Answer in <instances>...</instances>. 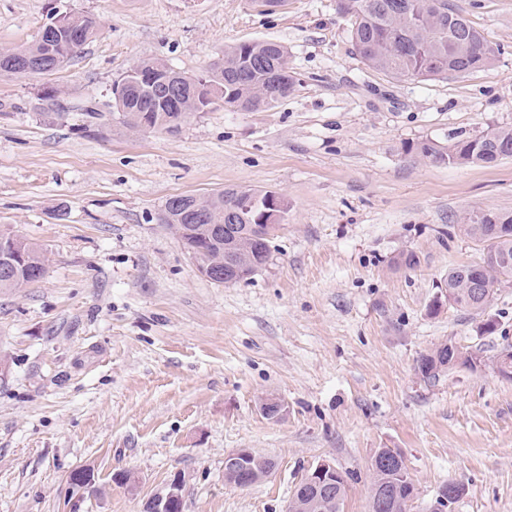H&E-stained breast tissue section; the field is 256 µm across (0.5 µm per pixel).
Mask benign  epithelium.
Here are the masks:
<instances>
[{
	"instance_id": "1",
	"label": "benign epithelium",
	"mask_w": 512,
	"mask_h": 512,
	"mask_svg": "<svg viewBox=\"0 0 512 512\" xmlns=\"http://www.w3.org/2000/svg\"><path fill=\"white\" fill-rule=\"evenodd\" d=\"M285 204L278 195L267 199L265 210L262 211L261 223L251 224L248 231H238L239 225L226 224L224 231L233 235V239L226 244L224 250V269L212 273L210 281L218 286L235 284L244 278H250L261 269L267 262L265 254L258 251L245 256L242 253L241 241L249 237L261 244H268L283 223ZM495 372L504 378H512V351L501 352L494 363ZM254 453L241 448L224 457V473L233 474L242 483V487H251L264 479V474L255 470L253 465ZM338 472L336 467L327 462L321 461L298 483L285 512H309L313 502L305 503L307 492L315 493L336 484ZM184 479L177 475L171 479L166 486L158 493L150 497L144 505V512H175L177 503L183 500ZM391 508V492L388 488L381 486L374 489L371 498V509L376 512L378 509Z\"/></svg>"
}]
</instances>
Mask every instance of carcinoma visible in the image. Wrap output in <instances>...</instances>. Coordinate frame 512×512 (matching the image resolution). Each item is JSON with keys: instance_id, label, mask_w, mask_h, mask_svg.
Segmentation results:
<instances>
[{"instance_id": "carcinoma-1", "label": "carcinoma", "mask_w": 512, "mask_h": 512, "mask_svg": "<svg viewBox=\"0 0 512 512\" xmlns=\"http://www.w3.org/2000/svg\"><path fill=\"white\" fill-rule=\"evenodd\" d=\"M441 12L425 8V0H337L338 13L351 22V39L356 52L370 68L393 79L430 78L446 74L464 75L480 71L494 62V50L480 32L458 10L439 0ZM75 47L64 38L54 48L40 40L26 46L0 51V74L30 76L52 71L76 56ZM173 68L164 60L138 61L112 85L114 112H97V102L79 103L59 100L51 89L38 95L39 120L51 124L62 121L73 111L81 116L79 129L87 135H99L116 122L129 132L149 129L176 134L182 125L201 112L222 102L238 111L269 108L292 94L296 79L288 68V50L273 41H249L224 49V57L200 74L175 72L170 90L151 84ZM418 155L437 163L493 166L512 157V126L498 127L486 134L458 137L443 146L426 140L412 146ZM255 191L227 188L208 196H183L177 206L161 211L158 221L172 233L181 228L188 233L179 237L183 248L201 255L202 261L219 262L224 255V212L238 213V223L256 224L264 204L249 206ZM203 215L197 221L191 215ZM460 231L486 244L489 281L496 286L512 280V211H484L467 219ZM0 253L8 254L15 274L0 275V291L14 292L44 277L47 258L36 244L10 232L0 231ZM470 266L460 265L448 271L444 288L453 306L466 312H481L490 302L473 294ZM478 356L465 350L458 354L436 346L420 356L417 372L427 382L457 366L473 368ZM71 485L99 492L94 473L81 469L70 474ZM385 483L406 499L408 486L398 467L371 471V485ZM346 480L342 479L324 495L334 502L328 512H342Z\"/></svg>"}]
</instances>
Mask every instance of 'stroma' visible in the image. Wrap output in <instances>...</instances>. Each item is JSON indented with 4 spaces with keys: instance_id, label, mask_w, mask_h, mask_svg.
Listing matches in <instances>:
<instances>
[{
    "instance_id": "stroma-1",
    "label": "stroma",
    "mask_w": 512,
    "mask_h": 512,
    "mask_svg": "<svg viewBox=\"0 0 512 512\" xmlns=\"http://www.w3.org/2000/svg\"><path fill=\"white\" fill-rule=\"evenodd\" d=\"M449 2L493 64L396 80L361 61L336 0L272 14L256 0H0V48L31 43L56 10L100 21L58 69L0 75V229L49 259L0 292V512H142L177 474L184 512H283L323 460L347 480L344 512H368L379 448L402 452L412 512L448 482L465 488L454 512H512V378L491 368L512 347V283L478 314L436 303L449 269L483 258L464 217L512 210V158L457 166L412 149L512 126V0ZM262 40L287 47L298 83L260 112L219 105L174 135L94 138L78 115L32 109L45 89L105 107L135 61L195 74ZM226 188L278 193L288 212L267 265L218 286L157 217L171 196ZM402 251L417 265L393 268ZM449 340L485 369L424 382L419 357ZM242 448L275 462L248 488L224 480ZM84 468L101 495L73 491Z\"/></svg>"
}]
</instances>
